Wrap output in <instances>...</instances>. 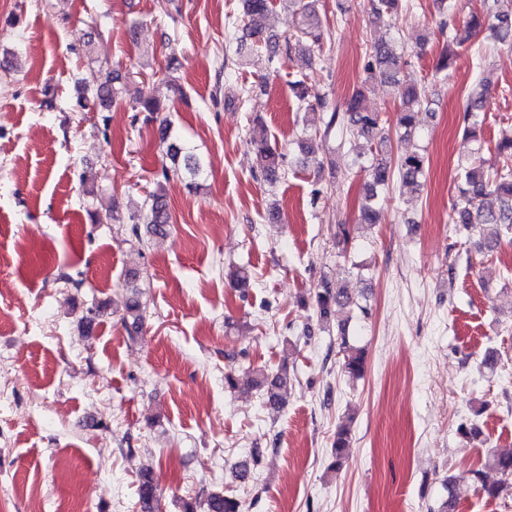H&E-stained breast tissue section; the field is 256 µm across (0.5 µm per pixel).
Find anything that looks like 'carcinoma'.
I'll list each match as a JSON object with an SVG mask.
<instances>
[{"instance_id": "1", "label": "carcinoma", "mask_w": 512, "mask_h": 512, "mask_svg": "<svg viewBox=\"0 0 512 512\" xmlns=\"http://www.w3.org/2000/svg\"><path fill=\"white\" fill-rule=\"evenodd\" d=\"M296 7L302 23L297 33L288 36L284 45L266 34L265 19L270 0H241L242 16L231 20L230 25L242 24V36L237 41L250 42L254 50H263L274 61L280 52L287 54L295 51L309 54L314 49L321 48L329 36L322 17L319 15L316 0H288ZM371 12L376 20L390 17L403 9L409 8V0H370ZM442 18L438 23V33L446 37V45H462L475 32L482 28L489 30L493 40L499 45L512 48V15L493 12L490 4H485V12L473 14L464 28L455 24L451 13V5L446 0H440ZM402 53L397 51L396 43L381 39L374 43L366 53L364 83L354 91L346 102V109L333 110L324 128L316 126L304 129L305 136L298 140L297 145L305 161H318L321 142L334 130L341 134V142L349 143L355 159L360 161L371 156L369 164H359V170L365 173V202L360 209L359 221L362 224H372L376 219V205L379 193L390 188L394 179L398 178L410 186H417L425 174L426 156L418 148H409L412 131L417 127V117L422 111L429 110V99L424 87L413 81L399 78ZM112 75H107L95 93L94 101L103 108L110 106L116 94L112 86ZM377 82H387L396 88L397 99V139H392L386 133L383 119L378 112H369L362 107L363 92L366 86ZM317 80L314 74H303L291 82L294 97L304 106L307 112H316L324 108V102L313 94ZM487 88L482 82L478 83L469 93L464 109V120L470 130H475L482 124L481 114L486 110ZM133 110L150 112L152 114L165 110L163 104L153 95H144L136 100ZM157 137L160 144L165 146V156L169 164L162 165L161 174L169 179L170 173H181L192 178L198 177L203 170L201 158L187 150L172 137L171 121L161 120L157 127ZM406 144L402 149H395L394 143ZM249 144L254 147L260 163L263 176L272 181L277 178L282 166L284 155L270 144L266 128L262 121L254 122L249 133ZM496 155L503 158L502 163L485 165L469 163L460 167L455 187V199L452 204L448 223L455 224L466 230L471 228L489 230L484 238L485 247L492 251L500 242L512 244V139L501 142L497 146ZM146 233L159 234L167 230L172 223V216L162 189L149 193L145 199L142 214ZM312 305L320 319L331 316L336 308L354 305V300L347 289L333 285L329 281L321 284L314 296ZM145 319V311L139 300L132 296L124 304L122 321L138 326ZM341 368L349 376L356 378L365 372L364 352L355 347L342 343ZM249 386L263 391L267 404L278 407L283 402V392L288 389L289 379L286 372L277 370L270 372L263 366L247 367ZM349 447L347 430L336 431L332 443L333 462L331 468L338 471L343 465L345 448ZM491 465L501 474L504 480L512 479V453L495 454ZM479 486V490L489 498L499 497L503 484H488L484 481L482 472L473 470L467 478L448 477L446 487L448 497L437 512H455L460 498V485L465 481ZM157 485L149 472L140 476L138 497L142 504L141 512H154ZM207 512H240V502L232 494H215L207 500Z\"/></svg>"}]
</instances>
